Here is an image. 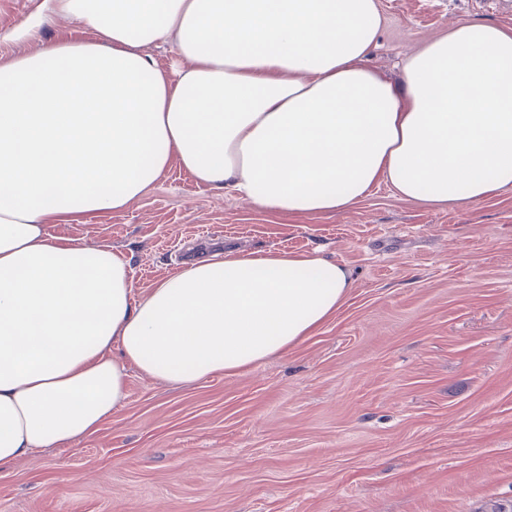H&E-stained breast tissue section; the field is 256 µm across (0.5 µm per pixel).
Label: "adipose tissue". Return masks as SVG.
Wrapping results in <instances>:
<instances>
[{"mask_svg":"<svg viewBox=\"0 0 512 512\" xmlns=\"http://www.w3.org/2000/svg\"><path fill=\"white\" fill-rule=\"evenodd\" d=\"M50 8L92 36L0 64V470L97 433L128 369L172 384L249 369L312 336L353 286L316 250H229L138 297L130 256L51 235L49 219L124 209L174 159L291 214L380 183L441 209L512 187V32L498 25H454L394 82L366 65L378 0ZM168 38L166 71L143 48Z\"/></svg>","mask_w":512,"mask_h":512,"instance_id":"ef3b65f1","label":"adipose tissue"}]
</instances>
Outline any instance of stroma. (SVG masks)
<instances>
[{
    "label": "stroma",
    "mask_w": 512,
    "mask_h": 512,
    "mask_svg": "<svg viewBox=\"0 0 512 512\" xmlns=\"http://www.w3.org/2000/svg\"><path fill=\"white\" fill-rule=\"evenodd\" d=\"M369 67L463 21L476 0H378ZM85 26L46 0H0V61ZM50 234L130 254L135 294L217 249L320 250L353 288L287 354L175 386L129 369L96 434L0 471V512H479L512 502V187L435 209L388 185L335 212L264 211L171 161L119 212Z\"/></svg>",
    "instance_id": "1"
}]
</instances>
